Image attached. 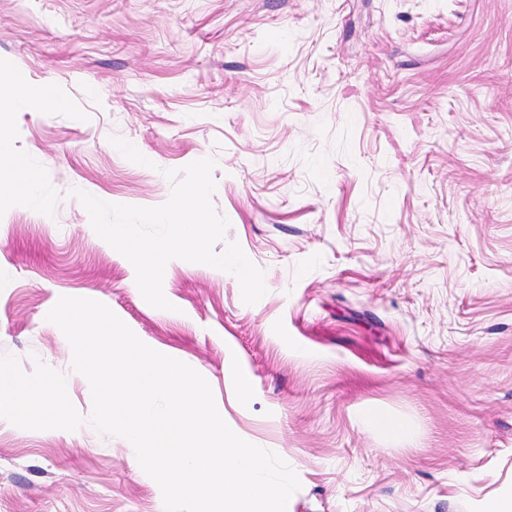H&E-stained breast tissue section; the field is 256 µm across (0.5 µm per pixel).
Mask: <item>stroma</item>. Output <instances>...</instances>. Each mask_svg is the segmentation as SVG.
<instances>
[{
  "instance_id": "stroma-1",
  "label": "stroma",
  "mask_w": 512,
  "mask_h": 512,
  "mask_svg": "<svg viewBox=\"0 0 512 512\" xmlns=\"http://www.w3.org/2000/svg\"><path fill=\"white\" fill-rule=\"evenodd\" d=\"M0 69L61 100L0 126L35 175L0 208V356L70 373L46 315L94 299L289 464L286 512L512 494V0H0ZM203 158L267 292L175 259L157 309L73 192L158 206ZM0 512L164 505L125 439L0 418ZM368 424L379 434L387 438H399L406 432V426L399 420L386 416H371Z\"/></svg>"
}]
</instances>
